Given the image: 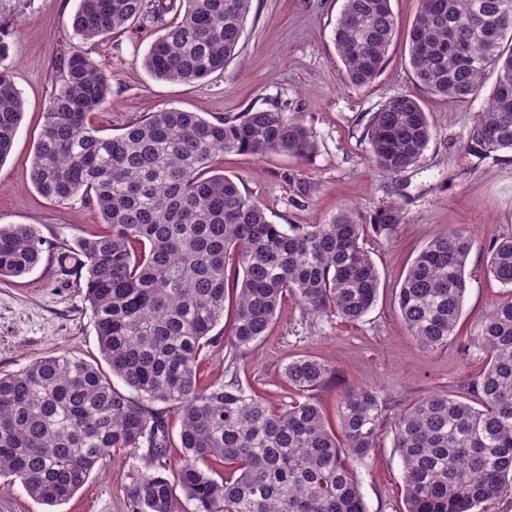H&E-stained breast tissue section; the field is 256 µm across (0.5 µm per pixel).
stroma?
<instances>
[{
    "mask_svg": "<svg viewBox=\"0 0 512 512\" xmlns=\"http://www.w3.org/2000/svg\"><path fill=\"white\" fill-rule=\"evenodd\" d=\"M79 0H0V30L12 44L8 60L25 102L14 146L0 164V224H30L45 241L38 265L20 277L0 278V374L32 361L74 355L100 361L92 311L85 299L78 238L102 231L92 202L54 203L30 180L42 114L62 82L55 68L64 53L78 49L106 72L112 99L93 118L102 135L148 113L176 107L207 119L231 116L271 102L291 104L316 133L308 158L285 154L218 157L216 172L233 179L261 204L276 224H320L343 212L368 218L383 203L397 202L405 217L396 236L373 234L363 243L380 273L378 300L361 320L314 316L286 297L265 336L238 363L242 383L285 403L284 368L311 357L335 373L318 399L330 424L349 388L375 390L385 422L369 458L352 461L368 512H406L402 462L394 447L400 415L419 398L442 391L468 398L487 354L469 340L471 327L506 294L486 270L484 244L512 235V151L478 153L468 139L483 99L452 102L417 86L405 48L418 0H391L397 32L383 73L361 88L343 78L333 32L343 0H253L241 53L224 72L193 84L160 81L141 59L160 29L141 20L112 38L85 42L74 36L71 17ZM400 94L418 97L429 114L432 139L419 165L398 175L371 161L364 125L378 104ZM472 231L478 242L466 267L468 289L458 337L447 348H421L403 325L394 294L411 260L450 228ZM144 451L115 452L64 503L48 506L21 483L0 487V512H131L126 490L147 470Z\"/></svg>",
    "mask_w": 512,
    "mask_h": 512,
    "instance_id": "1",
    "label": "stroma"
}]
</instances>
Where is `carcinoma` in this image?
Listing matches in <instances>:
<instances>
[{
	"label": "carcinoma",
	"mask_w": 512,
	"mask_h": 512,
	"mask_svg": "<svg viewBox=\"0 0 512 512\" xmlns=\"http://www.w3.org/2000/svg\"><path fill=\"white\" fill-rule=\"evenodd\" d=\"M253 0H79L75 36L105 38L128 22L162 23L142 60L152 77L194 83L239 53ZM176 11L172 22L164 16ZM396 30L390 0H344L334 30L350 83L380 75ZM512 0H419L408 29L409 63L428 93L466 102L495 76L470 130L486 153L512 150ZM0 32V164L12 150L24 102ZM63 83L43 112L31 182L47 200L95 203L107 230L77 241L85 295L108 370L80 357L37 360L0 375V477L20 481L50 506L71 497L112 451L148 448L133 477L134 512H367L346 460L374 448L384 408L369 389L339 398L340 431L317 393L333 371L312 358L288 362L294 398L278 408L244 388L236 373L202 386L200 357L219 347L229 367L265 335L286 294L308 313L355 321L376 302L380 275L361 240L391 238L404 215L395 202L364 223L343 212L323 224L272 223L224 174L215 157L314 153L313 129L283 103L206 119L162 108L118 135L102 136L91 115L112 84L86 53L60 58ZM372 162L399 174L416 166L432 138L417 97L381 104L365 127ZM30 224L0 225V277H19L42 258ZM474 233L451 228L411 262L396 303L413 339L444 349L459 333ZM487 270L508 295L476 322L471 344L487 366L475 403L430 393L398 419L406 512H476L512 490V236L486 247ZM235 306L224 332L227 266ZM119 379L128 388L114 386ZM180 423L182 464L166 474L169 417ZM223 464L217 472L211 464Z\"/></svg>",
	"instance_id": "obj_1"
}]
</instances>
